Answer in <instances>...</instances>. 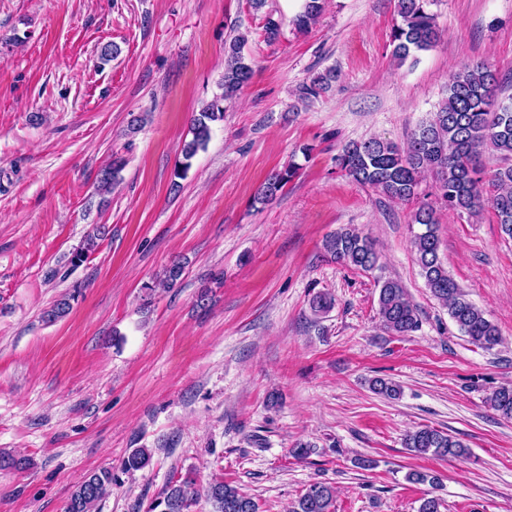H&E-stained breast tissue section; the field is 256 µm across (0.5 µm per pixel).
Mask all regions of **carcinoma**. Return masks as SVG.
I'll list each match as a JSON object with an SVG mask.
<instances>
[{
  "mask_svg": "<svg viewBox=\"0 0 512 512\" xmlns=\"http://www.w3.org/2000/svg\"><path fill=\"white\" fill-rule=\"evenodd\" d=\"M429 0H397L400 21L393 26L391 43L394 60L402 64L414 53L428 51L440 40L435 16L427 10ZM323 8L322 0H306L305 8L295 20L297 27L308 28L316 21ZM244 35H237L225 47L224 76L221 93L209 101L190 126L192 138L184 143V162L178 165L173 188L180 187L186 178L190 160L198 150L206 148L211 124L224 120V102L235 98L252 76V65L246 61L243 49ZM500 81L485 63L474 62L450 74L448 95L435 112L411 133L407 141L398 145L382 138H369L347 144L336 158L340 171L354 181L380 190L388 198L410 202L419 198L425 175L433 176L439 198L449 211L470 217L477 216L485 206H491L504 235L512 238V164L500 168L491 179V190L484 191L480 174V157L491 148L506 160H512V103L497 100ZM125 162L115 160L101 170L98 192L106 194L119 182V173ZM293 164L272 173L259 186L257 200H274L296 175ZM413 223L419 225L412 244L426 287L434 297L448 306V314L458 329L469 340L490 350L500 343L496 325L485 317L459 284L448 274L438 253L439 239L433 207L420 204L413 214ZM105 234L101 227L85 239L70 263L76 268L85 262L88 253ZM325 252L336 261L354 269L370 271L378 263V254L372 240L352 228H342L329 235L323 243ZM184 265L173 262L163 273L159 285L173 288L181 280ZM75 295L65 293L44 310L42 319L55 322L72 310ZM379 315L383 326L397 335H406L419 326L417 308L409 300L400 282L387 279L379 290ZM334 298L317 293L310 300L314 315L328 313ZM490 406L501 417L512 418V385L496 389L490 397ZM405 447L421 455L433 457H461L466 446L453 436L432 427L420 428L405 438ZM152 453L147 448H135L123 461L126 470L147 466ZM113 476L108 469L87 474L71 491L65 512H97L110 492ZM198 492L189 480L169 483L165 491L152 500L146 512H189ZM207 496L214 512H258L252 497L222 481L212 483ZM291 512H335V491L323 482L309 484L297 498Z\"/></svg>",
  "mask_w": 512,
  "mask_h": 512,
  "instance_id": "carcinoma-1",
  "label": "carcinoma"
}]
</instances>
